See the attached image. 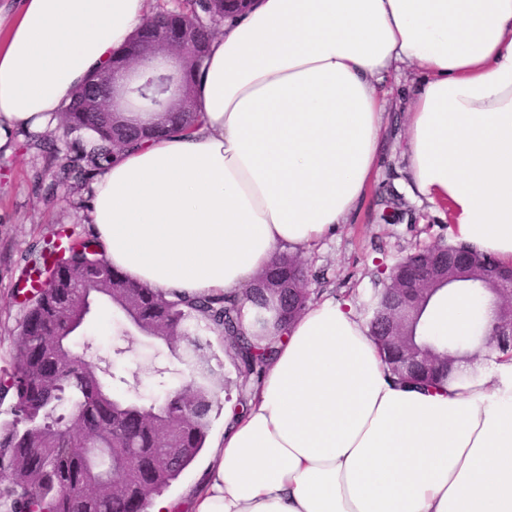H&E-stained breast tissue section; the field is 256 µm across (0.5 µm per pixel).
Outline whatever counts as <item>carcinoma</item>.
Here are the masks:
<instances>
[{
    "label": "carcinoma",
    "instance_id": "obj_1",
    "mask_svg": "<svg viewBox=\"0 0 512 512\" xmlns=\"http://www.w3.org/2000/svg\"><path fill=\"white\" fill-rule=\"evenodd\" d=\"M224 0H181L174 11L156 18L172 22L184 17L208 36L216 19L224 20ZM84 88L72 93L62 112V127L69 134L82 131L86 139L73 142L60 156L43 143L46 165L64 175L91 179L136 144L138 119L125 112H83L79 101ZM129 104L155 105L152 73L132 84ZM162 131L195 127L197 112L153 113ZM66 242H51L32 259L27 275L42 274L49 265L59 267L55 281L34 292L12 340L14 371L0 401L10 396V419L0 420V477L7 485L0 497L9 512H147L161 494L205 447L211 413L217 402L219 381L209 354L210 333L224 339L234 354L241 378L240 400L247 398L250 378L261 375L272 359V344L262 346L260 337L243 327V303L256 310L273 306L265 288L243 296H182L174 291L150 288L116 269L93 239L65 235ZM441 242L419 249L403 261L425 272L410 314L387 327L379 325L378 313L398 294L402 283L387 276L381 287L362 301V313L370 336L378 344L392 375L401 380L442 383L454 378L455 363L472 364L492 355L497 361L512 359V338L498 335L490 322L482 338L459 340L425 333L423 317L445 287L478 288L492 296V308L501 305L490 261L477 254L478 265L467 276L451 268L440 269L437 257L459 250ZM261 279L269 283L305 285V270L294 254L281 253ZM89 299L112 302L125 320V335L164 342L184 366L188 385L171 390L160 403H144L126 392L109 387L101 370L77 358L70 344L71 326L84 318ZM91 441L90 453L80 451ZM134 457L140 473L129 474L124 463ZM80 490L78 501L70 491Z\"/></svg>",
    "mask_w": 512,
    "mask_h": 512
}]
</instances>
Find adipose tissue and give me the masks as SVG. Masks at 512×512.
Listing matches in <instances>:
<instances>
[{
    "mask_svg": "<svg viewBox=\"0 0 512 512\" xmlns=\"http://www.w3.org/2000/svg\"><path fill=\"white\" fill-rule=\"evenodd\" d=\"M151 0L0 6V151L57 122ZM409 79V95L391 84ZM191 133L144 140L96 177L89 222L116 270L189 295L237 294L276 251L348 223L405 114L404 189L456 241L512 263V0H252L210 43ZM459 293L430 331L471 335ZM192 512H512V361L439 390L397 384L353 310L286 324Z\"/></svg>",
    "mask_w": 512,
    "mask_h": 512,
    "instance_id": "adipose-tissue-1",
    "label": "adipose tissue"
}]
</instances>
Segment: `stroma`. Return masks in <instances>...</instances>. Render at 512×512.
<instances>
[{
    "instance_id": "stroma-1",
    "label": "stroma",
    "mask_w": 512,
    "mask_h": 512,
    "mask_svg": "<svg viewBox=\"0 0 512 512\" xmlns=\"http://www.w3.org/2000/svg\"><path fill=\"white\" fill-rule=\"evenodd\" d=\"M403 119L402 112L388 114L386 165L355 219L337 225L333 235L298 254L307 267L306 286L313 300L333 298L356 305L374 291L383 267L416 249L453 238L446 217L424 207L415 208L404 192L406 172L398 144ZM44 137L55 140L62 150L69 143L56 123L39 134L13 132L9 152H0V380L11 371V341L25 312L17 287L24 280L30 253L71 231L89 238L94 235L88 221L91 182L63 177L55 168L46 169L39 147ZM389 196L399 199L400 208L386 224L380 219V200ZM119 320L111 305H99L83 333L111 372L127 379L132 392L147 399L159 398L163 390L180 386L185 377L183 368L160 341L132 344L122 360H114L113 348L124 342L118 331ZM210 341L224 378L207 437L212 444L224 435V404L238 403L239 393L233 354L220 336H211Z\"/></svg>"
}]
</instances>
